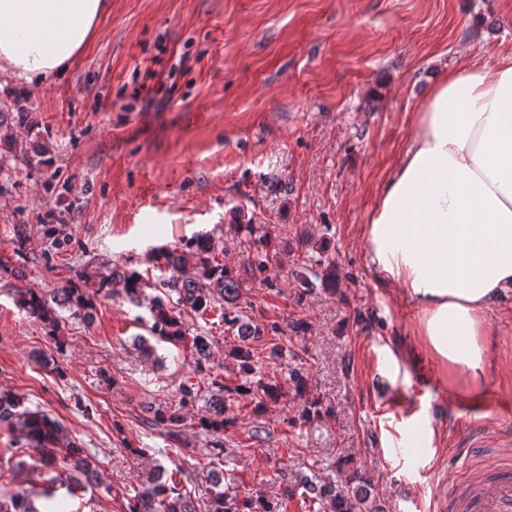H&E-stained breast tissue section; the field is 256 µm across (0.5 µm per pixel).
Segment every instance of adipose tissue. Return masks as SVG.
Listing matches in <instances>:
<instances>
[{
	"instance_id": "obj_1",
	"label": "adipose tissue",
	"mask_w": 512,
	"mask_h": 512,
	"mask_svg": "<svg viewBox=\"0 0 512 512\" xmlns=\"http://www.w3.org/2000/svg\"><path fill=\"white\" fill-rule=\"evenodd\" d=\"M108 8L0 0V73L65 75ZM361 237L378 282L414 301L431 352L476 390L488 314L512 289V56L470 60L430 89Z\"/></svg>"
}]
</instances>
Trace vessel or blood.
Wrapping results in <instances>:
<instances>
[{
  "label": "vessel or blood",
  "mask_w": 512,
  "mask_h": 512,
  "mask_svg": "<svg viewBox=\"0 0 512 512\" xmlns=\"http://www.w3.org/2000/svg\"><path fill=\"white\" fill-rule=\"evenodd\" d=\"M470 491L448 500V512H512V468L480 471L468 479Z\"/></svg>",
  "instance_id": "1"
}]
</instances>
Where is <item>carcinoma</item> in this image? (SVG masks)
Wrapping results in <instances>:
<instances>
[{
    "mask_svg": "<svg viewBox=\"0 0 512 512\" xmlns=\"http://www.w3.org/2000/svg\"><path fill=\"white\" fill-rule=\"evenodd\" d=\"M25 108L17 103L0 104V132L5 130V147L9 150L15 146L10 131L25 121ZM230 228L240 237V244L247 253L246 274L256 277L264 273L269 261L268 247L270 234L265 226L254 223L250 218L246 222L236 220ZM42 236L46 249L34 259H49L51 251L67 250L71 239L61 234L55 224L42 225ZM156 267L171 273V276L159 282L164 290L161 295L148 296L143 288L141 275L130 269H109L99 273V291L110 295L114 287L120 285L128 299L140 306L147 304L152 323L150 334L165 342L177 344L187 342L188 329L183 312L191 310L203 314L212 304L224 302V324L237 327L238 344L234 345L227 356L231 357L238 368L241 381L234 385L224 383V377H209L205 410L193 419V425L207 438L206 447L191 450L188 457L193 464L185 469L180 465L167 470L157 465L148 471L141 490L126 498L120 506V512H287V505L273 502L252 495L242 498L224 491V471L221 463L229 451L224 448V431L237 425V419L227 415V402L235 400L242 394H250L263 400L278 397L280 385L254 379L256 366L255 351L250 337L261 335V331L242 321L232 311V305L240 298V290L246 283L235 269L219 262L215 257V243L208 236L196 238L189 249L177 247L164 249L154 258ZM194 274H188V269ZM177 295L176 303H171L170 296ZM17 304L29 315L36 318L49 329L57 348L64 350L65 340L62 336L64 318L61 311L67 310L74 317L84 320L93 319L96 312V300L86 294L79 286L69 281L52 291L45 293L31 289L16 292ZM191 347L198 356L197 371L203 373L206 368L203 360L207 359L210 340L206 336L192 337ZM200 388L194 383H182L178 387V404L172 409H148L155 424L165 428L166 435L173 442L181 441V432L186 417L182 409L199 400ZM329 415L317 400L304 402L299 420ZM0 426L18 432L26 442V447L34 451L30 460L11 456L7 464L12 473L26 477L37 474L45 478L48 487L41 492L51 496L55 486L61 482L68 494L73 495L91 485L101 484L100 464L91 456L82 444L68 436L61 422L48 413L25 406V397L12 392L0 390ZM208 459L203 465L206 471L205 496L195 497L196 491L187 489L189 471L196 470L198 456ZM302 485L313 494V501L318 503V512H384V509L369 491L366 473L359 468L349 469L346 484L334 480L315 482L304 478ZM34 486L21 484L20 488L10 494H0V512H41L35 506V497L41 494Z\"/></svg>",
    "mask_w": 512,
    "mask_h": 512,
    "instance_id": "carcinoma-1",
    "label": "carcinoma"
}]
</instances>
